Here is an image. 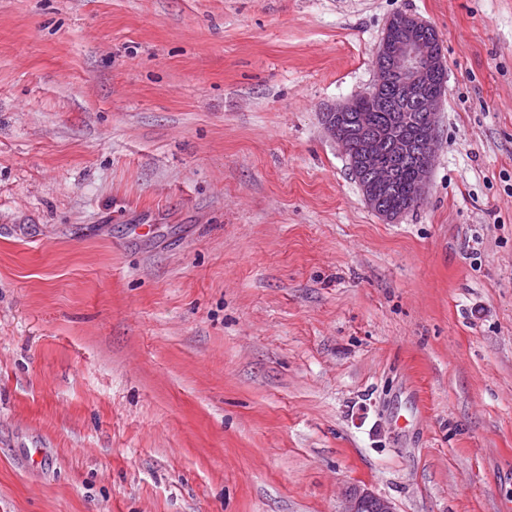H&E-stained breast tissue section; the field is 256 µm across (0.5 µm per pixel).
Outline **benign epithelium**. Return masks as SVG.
Returning a JSON list of instances; mask_svg holds the SVG:
<instances>
[{
	"label": "benign epithelium",
	"mask_w": 512,
	"mask_h": 512,
	"mask_svg": "<svg viewBox=\"0 0 512 512\" xmlns=\"http://www.w3.org/2000/svg\"><path fill=\"white\" fill-rule=\"evenodd\" d=\"M390 22L398 35L377 46L376 55L384 57V67L378 70L376 85L363 96H376L378 85L383 82L396 84L401 105L416 106L421 112L423 124L418 138L400 130L407 121L405 112L396 113L397 123L392 128L366 130L352 112V99L324 113L323 124L345 155L366 170L360 189L367 206L385 220L393 222L404 212L421 204L426 197L435 161L438 115L443 96L440 93L426 96L424 87L437 76L442 78V84H447V70L437 43L425 33L426 22L407 13L393 15ZM414 150L419 157L418 178L412 187L410 199L404 207H388L384 205V198L391 186L393 166H375L373 162L387 151L391 152L393 158L400 159ZM342 512H396V509L391 500L365 486L353 485L345 492Z\"/></svg>",
	"instance_id": "7a95c632"
}]
</instances>
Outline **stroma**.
Here are the masks:
<instances>
[{
  "label": "stroma",
  "mask_w": 512,
  "mask_h": 512,
  "mask_svg": "<svg viewBox=\"0 0 512 512\" xmlns=\"http://www.w3.org/2000/svg\"><path fill=\"white\" fill-rule=\"evenodd\" d=\"M399 11L448 79L389 223L322 115ZM353 485L512 512V0H0V512Z\"/></svg>",
  "instance_id": "35a3bbf8"
}]
</instances>
